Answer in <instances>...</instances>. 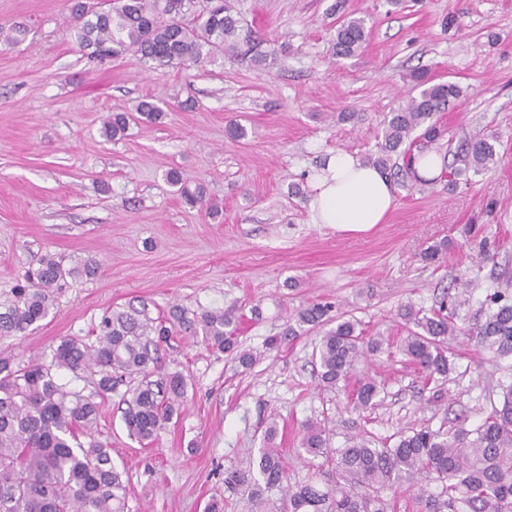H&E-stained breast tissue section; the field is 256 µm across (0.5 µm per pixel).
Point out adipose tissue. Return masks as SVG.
<instances>
[{
    "label": "adipose tissue",
    "mask_w": 512,
    "mask_h": 512,
    "mask_svg": "<svg viewBox=\"0 0 512 512\" xmlns=\"http://www.w3.org/2000/svg\"><path fill=\"white\" fill-rule=\"evenodd\" d=\"M311 185V223L343 232H365L384 223L395 205V188L387 174L345 150L326 153Z\"/></svg>",
    "instance_id": "adipose-tissue-1"
}]
</instances>
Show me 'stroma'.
I'll return each instance as SVG.
<instances>
[{"instance_id": "obj_1", "label": "stroma", "mask_w": 512, "mask_h": 512, "mask_svg": "<svg viewBox=\"0 0 512 512\" xmlns=\"http://www.w3.org/2000/svg\"><path fill=\"white\" fill-rule=\"evenodd\" d=\"M230 4L269 51L266 68L240 55L203 69L129 54L100 65L71 35L68 0H0V297L46 252L100 265L96 277L62 289L55 316L38 329L0 338V352L50 358L62 339L94 342L106 309L142 301L154 315L175 304L190 313L235 309L239 346L256 356L245 368L172 336L164 364L184 374L187 402L149 445L128 436L120 392L101 398L95 437L125 470L127 512H205L214 498L224 512H252L247 491L225 490L224 473L252 469L269 415L278 417L275 443L291 479L331 483L334 461L299 446L307 421L324 422L334 448L352 435L379 443L461 415L474 426L501 376L492 353L457 336L448 341L455 368L442 384L426 383L395 349L361 362L345 389L325 390L319 337L289 334L288 315L329 302L366 335L401 337V306L428 309L461 294L465 326L488 289L512 276V0ZM345 15L364 18L368 38L359 55L337 58L332 39ZM416 67L460 86L437 120L458 138L496 137V163L453 190L444 180L397 188L387 222L366 232L310 223L312 166L329 150L374 152ZM152 96L166 103L161 121L104 136L106 117ZM341 112L357 113V122L338 121ZM233 120L247 128L245 141L226 137ZM172 170L204 187L218 217L184 203L166 179ZM472 224L494 244L479 265L465 233ZM443 242L447 251L426 262L425 249ZM366 377L384 393L358 413L347 393Z\"/></svg>"}]
</instances>
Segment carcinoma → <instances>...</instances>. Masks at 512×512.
Segmentation results:
<instances>
[{"instance_id": "obj_1", "label": "carcinoma", "mask_w": 512, "mask_h": 512, "mask_svg": "<svg viewBox=\"0 0 512 512\" xmlns=\"http://www.w3.org/2000/svg\"><path fill=\"white\" fill-rule=\"evenodd\" d=\"M72 31L80 50L91 61L104 62L130 53L143 64L204 67L217 56L239 53L248 46L259 66L268 54L260 49L227 0H107V7L90 9L86 0H73ZM366 43L365 20L347 18L333 38L334 55L351 57ZM412 90L406 104L388 113L373 165L393 172L402 182L427 183L415 175L414 164L424 152L443 155L437 179L453 185L469 171L478 172L496 160L495 140L472 134L456 147L444 140L446 129L434 120L462 93L453 82L436 83L426 71L410 74ZM136 115L118 113L104 122V135L125 132L135 119L157 121L164 114L154 99L141 100ZM167 180L191 206L205 204V190L190 189L179 172ZM99 264L88 258L67 265L51 253L29 268L24 283L0 299V337L17 336L54 314L56 292L68 280L93 278ZM485 319L462 330L456 323L455 301H442L425 310L412 304L400 309L407 336L401 352L437 383L453 370L448 337L463 333L500 358L512 359V280L486 299ZM329 303H310L296 312V324L320 334L316 358L319 385L334 390L348 380L361 358L390 346L386 336L369 339L358 321L338 313ZM238 320L233 310L206 309L193 316L177 306L167 317H153L148 305L133 303L108 309L88 344L64 338L50 363L0 356V512H125L124 471L112 462L111 449L99 441L84 443L97 423L100 404L69 387L58 372L81 379L93 377L96 395L104 397L116 384L126 383L122 401L128 436L141 443L156 441L187 401L188 383L180 371L161 367L163 343L176 334L193 336L208 349L234 352L243 367L252 365V352L238 350ZM500 403L475 428L467 417L448 428H410L393 446L374 448L366 438H351L343 448L328 447L329 433L319 422H307L300 446L311 457L333 458L340 480L320 484L311 476L290 482L272 417L264 431L255 469L227 471L224 484L251 490L253 512H392L384 492L422 478L420 512H512V376L498 383ZM380 386L361 381L348 404L358 412L380 402ZM434 489H429V485ZM279 495L273 500L272 495Z\"/></svg>"}]
</instances>
